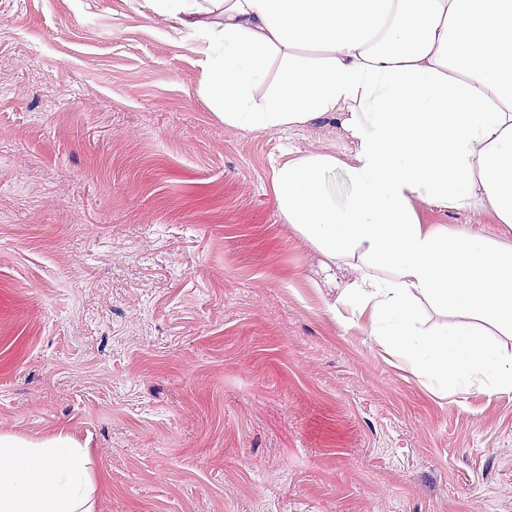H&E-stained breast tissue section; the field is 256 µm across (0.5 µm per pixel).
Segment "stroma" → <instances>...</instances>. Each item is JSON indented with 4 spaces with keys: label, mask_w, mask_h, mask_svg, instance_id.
<instances>
[{
    "label": "stroma",
    "mask_w": 512,
    "mask_h": 512,
    "mask_svg": "<svg viewBox=\"0 0 512 512\" xmlns=\"http://www.w3.org/2000/svg\"><path fill=\"white\" fill-rule=\"evenodd\" d=\"M0 434L91 452L97 512H512V394L444 396L330 306L289 148L134 0H0ZM425 224L512 244L477 208Z\"/></svg>",
    "instance_id": "obj_1"
}]
</instances>
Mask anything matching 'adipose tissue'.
Listing matches in <instances>:
<instances>
[{
    "label": "adipose tissue",
    "mask_w": 512,
    "mask_h": 512,
    "mask_svg": "<svg viewBox=\"0 0 512 512\" xmlns=\"http://www.w3.org/2000/svg\"><path fill=\"white\" fill-rule=\"evenodd\" d=\"M196 36L200 91L246 134L332 119L347 163L297 152L272 170L277 210L332 270L371 336L440 388L512 394V246L422 223L416 202L482 208L512 226V0H137ZM345 166L337 204L325 176ZM455 316L427 327L422 305ZM90 453L70 436L0 435V512H94Z\"/></svg>",
    "instance_id": "1"
}]
</instances>
